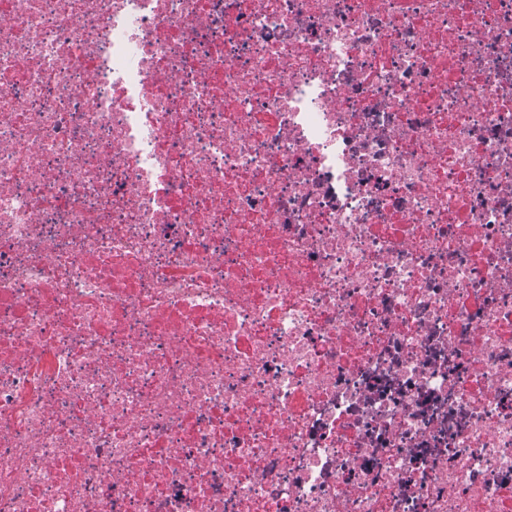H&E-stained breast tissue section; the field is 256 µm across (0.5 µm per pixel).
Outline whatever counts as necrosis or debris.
Here are the masks:
<instances>
[{
  "label": "necrosis or debris",
  "instance_id": "4bbe7bcc",
  "mask_svg": "<svg viewBox=\"0 0 512 512\" xmlns=\"http://www.w3.org/2000/svg\"><path fill=\"white\" fill-rule=\"evenodd\" d=\"M0 512H512V0H0Z\"/></svg>",
  "mask_w": 512,
  "mask_h": 512
}]
</instances>
